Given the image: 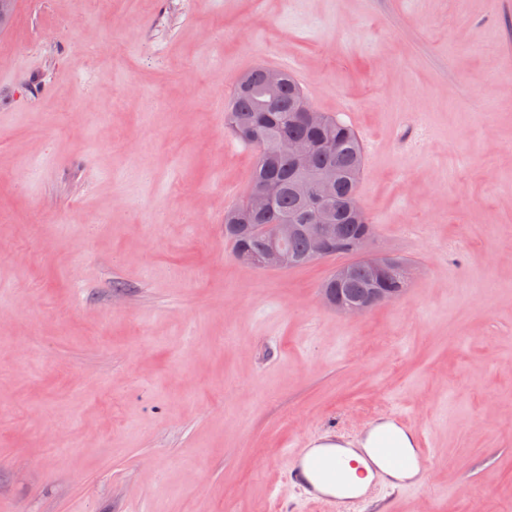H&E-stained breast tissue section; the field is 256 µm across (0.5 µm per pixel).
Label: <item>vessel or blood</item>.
<instances>
[{"label":"vessel or blood","instance_id":"b4317fda","mask_svg":"<svg viewBox=\"0 0 512 512\" xmlns=\"http://www.w3.org/2000/svg\"><path fill=\"white\" fill-rule=\"evenodd\" d=\"M412 455L395 453L390 448H375L365 454L366 464L374 468V484L396 483L410 489L417 485V472L423 471L429 457L424 436L414 438ZM284 454L289 461L288 481L291 486L304 491L309 502L338 508L339 512H361L371 497L370 491L353 496L341 495L344 484L341 471L344 453L339 448H288Z\"/></svg>","mask_w":512,"mask_h":512}]
</instances>
